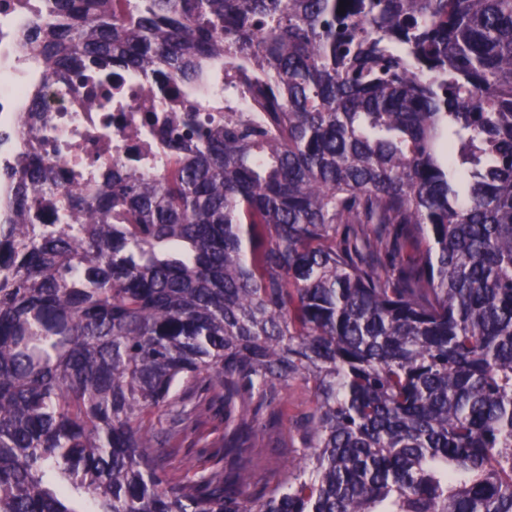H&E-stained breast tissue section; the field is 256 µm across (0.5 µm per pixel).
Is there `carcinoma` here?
<instances>
[{
    "mask_svg": "<svg viewBox=\"0 0 512 512\" xmlns=\"http://www.w3.org/2000/svg\"><path fill=\"white\" fill-rule=\"evenodd\" d=\"M55 12L71 89L244 65L159 169L22 161L0 512H512V0Z\"/></svg>",
    "mask_w": 512,
    "mask_h": 512,
    "instance_id": "cac0c4a2",
    "label": "carcinoma"
}]
</instances>
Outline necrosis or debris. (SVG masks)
<instances>
[{"label": "necrosis or debris", "instance_id": "obj_1", "mask_svg": "<svg viewBox=\"0 0 512 512\" xmlns=\"http://www.w3.org/2000/svg\"><path fill=\"white\" fill-rule=\"evenodd\" d=\"M53 0H0V222L12 211L16 174L23 156H48L56 168L80 173V187L93 186L100 166L116 161L145 169L165 162L157 135L170 111L180 106L177 93L143 89L150 77L121 73L110 84L119 112L107 111L93 85L72 91L42 80L43 62L29 41L52 16Z\"/></svg>", "mask_w": 512, "mask_h": 512}]
</instances>
